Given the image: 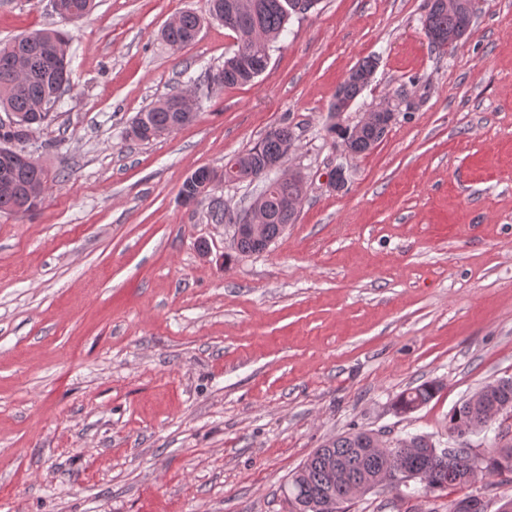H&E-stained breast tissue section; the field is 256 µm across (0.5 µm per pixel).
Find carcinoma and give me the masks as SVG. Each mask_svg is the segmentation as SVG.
<instances>
[{"label":"carcinoma","instance_id":"carcinoma-1","mask_svg":"<svg viewBox=\"0 0 512 512\" xmlns=\"http://www.w3.org/2000/svg\"><path fill=\"white\" fill-rule=\"evenodd\" d=\"M290 0H209V14L224 24V28L237 35L238 50L224 59L217 69L204 72L203 86L233 87L253 82L268 68L270 52L291 18ZM459 13H450L443 0H433L427 6L424 28L426 33H446L453 29L470 30L473 24L471 0ZM58 15L67 20L81 19L93 6V0H54ZM202 17L192 11L181 12L176 20L163 27V40L175 51L195 40L194 33ZM31 42L17 45L18 39L0 44V111L12 115L14 122H0V150L24 143L28 131L42 126L52 118V111L41 110L39 105L64 95L70 85L71 53L66 33L56 29L36 30L26 34ZM375 60L358 62L355 74L347 76L337 88L343 96H334L331 111L343 112L348 101L364 90L359 78L374 73ZM176 108L173 95L157 100L139 112L130 127L132 138L149 142L161 130L174 131L196 119ZM340 142H350L357 155L371 150L380 138L375 127L365 125L358 131L331 128ZM293 140L292 128L278 125L271 128L251 150L238 156V176L259 178L268 163L283 161L287 146ZM47 173L39 164L25 169H12L0 161V212L28 213L43 200ZM262 206L269 221L264 228V241H275L285 225L296 220L288 211V199L304 200L306 185L298 174L288 175L283 182L269 181L262 187ZM241 254L263 251V241L250 236L235 238ZM437 381L423 382L400 392L393 407L400 415H410L428 404L439 392ZM512 412V377L488 383L454 407L448 417V444L464 449L455 462L454 473L440 456L430 451L435 442L428 434H406L413 456V479L421 484V492L432 494L450 487L471 483L470 456L481 458L480 476L512 473V438L498 431L494 440L483 448L471 444V437L489 428L492 414ZM385 460L376 449L375 432L353 430L336 436L315 450L295 471L284 486L291 512H347V504L360 494L382 487Z\"/></svg>","mask_w":512,"mask_h":512}]
</instances>
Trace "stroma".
<instances>
[{
	"label": "stroma",
	"instance_id": "stroma-1",
	"mask_svg": "<svg viewBox=\"0 0 512 512\" xmlns=\"http://www.w3.org/2000/svg\"><path fill=\"white\" fill-rule=\"evenodd\" d=\"M425 6L318 0L254 82L139 142L138 112L236 48L208 0H95L77 22L53 0H0V42L49 27L72 52L69 91L24 144L50 175L44 200L0 213V512H288L289 474L325 441L363 427L447 444L450 411L512 376V0H471V31L444 51ZM186 10L205 21L175 52L161 29ZM368 56L343 122L387 99L398 116L348 158L330 104ZM281 124L307 197L266 251L236 253L212 212L256 185L191 207L180 188ZM431 380V402L394 413ZM469 494L496 512L512 478L440 499ZM430 503L378 489L349 510ZM440 388L439 382L427 381L403 390L396 396L393 402L395 412L400 415H410L428 404L436 396Z\"/></svg>",
	"mask_w": 512,
	"mask_h": 512
}]
</instances>
